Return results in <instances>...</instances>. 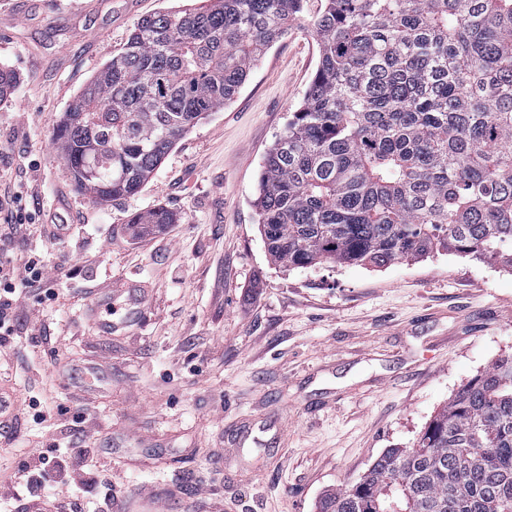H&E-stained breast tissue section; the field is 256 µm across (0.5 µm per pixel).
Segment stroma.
<instances>
[{"label": "stroma", "mask_w": 512, "mask_h": 512, "mask_svg": "<svg viewBox=\"0 0 512 512\" xmlns=\"http://www.w3.org/2000/svg\"><path fill=\"white\" fill-rule=\"evenodd\" d=\"M182 0H0V196L37 211L21 247L52 266L0 340L20 417L0 440V512H315L385 450L411 444L455 391L512 353V271L457 254L383 268L273 264L254 200L265 151L301 105L319 59L297 22L234 100L180 137L140 191L99 203L79 191L56 147L75 98L118 56L136 23ZM178 221L132 236L130 215ZM62 225L50 237L49 223ZM134 279L141 323L112 335L87 313L94 288ZM112 357L111 376L80 373L102 399L81 407L58 369ZM95 423L100 439L85 437ZM97 460L93 484L62 482L69 448ZM50 464L36 469L39 457Z\"/></svg>", "instance_id": "stroma-1"}]
</instances>
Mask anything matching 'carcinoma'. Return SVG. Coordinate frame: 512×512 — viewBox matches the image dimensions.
<instances>
[{
    "label": "carcinoma",
    "instance_id": "obj_1",
    "mask_svg": "<svg viewBox=\"0 0 512 512\" xmlns=\"http://www.w3.org/2000/svg\"><path fill=\"white\" fill-rule=\"evenodd\" d=\"M308 20L319 62L263 156L272 262L382 268L441 252L512 270V0H202L137 22L56 132L75 185L135 195ZM15 77L0 68V103ZM158 207L130 217L161 229ZM317 512H512V353Z\"/></svg>",
    "mask_w": 512,
    "mask_h": 512
}]
</instances>
